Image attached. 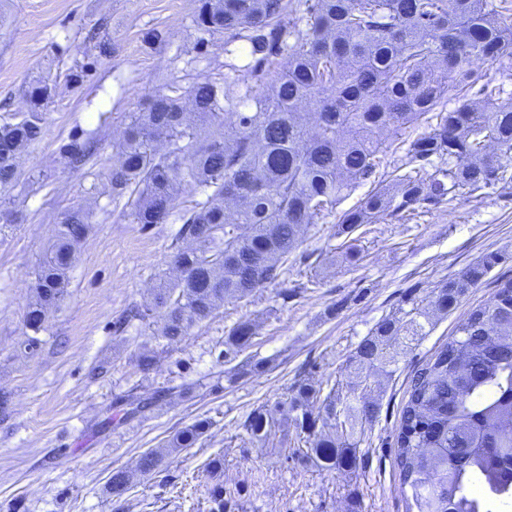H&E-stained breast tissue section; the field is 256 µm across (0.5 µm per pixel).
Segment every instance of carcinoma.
Listing matches in <instances>:
<instances>
[{
	"label": "carcinoma",
	"instance_id": "cac0c4a2",
	"mask_svg": "<svg viewBox=\"0 0 512 512\" xmlns=\"http://www.w3.org/2000/svg\"><path fill=\"white\" fill-rule=\"evenodd\" d=\"M195 23L224 34V71L189 91L169 84L129 116L117 163L102 170L113 197L128 196L127 217L145 228L181 221L178 275L156 288L142 317L159 313V338L180 343L226 298L241 299L278 281L303 229L355 187L380 176L343 212L338 233L427 202L512 182V97L469 68L473 59L512 58V22L494 0H200ZM478 89L480 100L469 94ZM55 86L38 81L25 108L0 122V188L21 176L23 151L44 132L43 102ZM459 105L443 110L445 99ZM435 113L436 123L378 173L403 132ZM386 137H380V134ZM99 132L76 133L59 147L75 171L95 155ZM183 207L176 209L178 198ZM93 211L57 215L56 241L38 264L24 317L38 344L49 312L68 286L75 246ZM490 253L430 291L411 309L380 320L358 344L347 396L294 382L289 411L328 470L356 467L361 435L378 417L368 379L398 363L426 335L431 312H448L498 263ZM249 321L224 336V361L251 344ZM271 410L243 423L254 439L271 435ZM210 422L198 419L169 447L192 448ZM395 466L407 512H512V278L470 308L455 334L410 380L397 430ZM161 461L137 463L142 475ZM131 475L112 471L118 501Z\"/></svg>",
	"mask_w": 512,
	"mask_h": 512
}]
</instances>
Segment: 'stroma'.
<instances>
[{"label": "stroma", "instance_id": "1", "mask_svg": "<svg viewBox=\"0 0 512 512\" xmlns=\"http://www.w3.org/2000/svg\"><path fill=\"white\" fill-rule=\"evenodd\" d=\"M197 7L198 0H0V119L23 108L33 78L56 86L44 103L43 137L24 153L21 178L7 190L20 220L0 226V391L11 396L0 416V512H209L217 485L236 491L232 512H406L394 448L410 376L468 309L512 278V184L356 230L362 258L353 264L338 219L372 189L358 185L336 212L305 228L279 283L226 300L142 372L136 353L155 343L159 317L122 333L113 323L149 303L159 279L173 277L181 224L130 223L93 166L72 171L58 148L72 130L96 129L98 160L113 163L129 113L164 84L190 87L223 64V36L211 37L207 55L193 48ZM154 29L165 32L163 41L148 40ZM83 64L87 77L70 83ZM77 206L93 209L94 228L68 272L67 295L37 347H27L36 265L55 240L57 213ZM489 253L501 262L456 308L432 317L392 375L371 376L379 413L355 469L323 468L288 411L295 380L346 385L349 360L378 321ZM243 320L256 328L244 358L267 366L238 378L221 353L229 328ZM130 395L155 403L112 420L113 403ZM263 404L274 407L275 426L260 443L243 422ZM199 418L211 427L195 447L164 455L112 501L113 470L135 469L142 452L162 448ZM218 455L222 470L209 471Z\"/></svg>", "mask_w": 512, "mask_h": 512}]
</instances>
